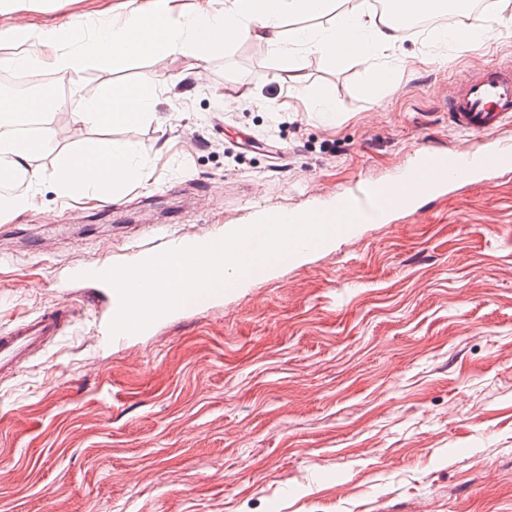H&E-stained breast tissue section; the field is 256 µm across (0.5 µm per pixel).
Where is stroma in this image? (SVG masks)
<instances>
[{"mask_svg":"<svg viewBox=\"0 0 512 512\" xmlns=\"http://www.w3.org/2000/svg\"><path fill=\"white\" fill-rule=\"evenodd\" d=\"M128 0H0V77L18 28L87 27ZM410 72L377 93L364 64L306 54L322 124L288 93L275 52L229 37L198 60L152 52L61 76L37 139L50 170L88 142L141 144L153 175L85 203L51 183L0 218V330L68 302L72 323L0 382V512H512V171L456 185L417 211L356 224L334 243L228 288L220 301L105 344V294L71 267L131 261V242L210 236L257 205L303 210L359 180L400 174L424 148L512 141L448 116L459 78L512 63V37L445 53L405 35ZM172 82L153 119L119 96ZM106 119L76 123L85 100ZM181 223H171L172 214ZM303 103L306 111L316 113L327 124L333 123L337 112H340L335 99L322 93L307 97Z\"/></svg>","mask_w":512,"mask_h":512,"instance_id":"obj_1","label":"stroma"}]
</instances>
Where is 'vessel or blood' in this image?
I'll return each mask as SVG.
<instances>
[{
	"mask_svg": "<svg viewBox=\"0 0 512 512\" xmlns=\"http://www.w3.org/2000/svg\"><path fill=\"white\" fill-rule=\"evenodd\" d=\"M453 124L472 133H495L512 120V64L496 66L459 79L448 98ZM512 169V143L502 141L481 150L421 152L401 176L352 185L336 205L352 204L356 223L375 224L394 212L411 211L420 196ZM67 306L22 320L0 333V381L12 378L69 326Z\"/></svg>",
	"mask_w": 512,
	"mask_h": 512,
	"instance_id": "1",
	"label": "vessel or blood"
}]
</instances>
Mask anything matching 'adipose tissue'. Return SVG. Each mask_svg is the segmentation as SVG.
<instances>
[{
    "instance_id": "adipose-tissue-1",
    "label": "adipose tissue",
    "mask_w": 512,
    "mask_h": 512,
    "mask_svg": "<svg viewBox=\"0 0 512 512\" xmlns=\"http://www.w3.org/2000/svg\"><path fill=\"white\" fill-rule=\"evenodd\" d=\"M329 25H321L322 17ZM305 19V26L285 30V20ZM512 36V9L505 7L493 18H479L465 29H443L436 39L449 50L486 39L489 34ZM243 35L256 45L275 50L284 63L282 80L288 89L301 90L307 80L299 64L302 54L357 62H370V77L379 81L403 70L404 56L393 49L402 39L399 26L374 12L341 8L338 0H224L222 8L200 6L175 13L170 0H146L111 23L78 29L68 38L59 31L34 33L25 29L15 37L26 50L14 58L15 66L49 70L62 76L82 72L101 63L135 57L146 50L163 56H204L224 47L225 36ZM30 98L18 96L0 102V154L26 176L29 192L0 196V217L24 213L34 205L35 188L52 181L60 196L80 194L108 201L109 183L128 179L149 180L152 172L143 146L130 141L101 140L84 146L82 165L73 157L62 159L52 171L31 163L32 157L51 145L50 133L37 140L17 136L18 126L29 121Z\"/></svg>"
}]
</instances>
